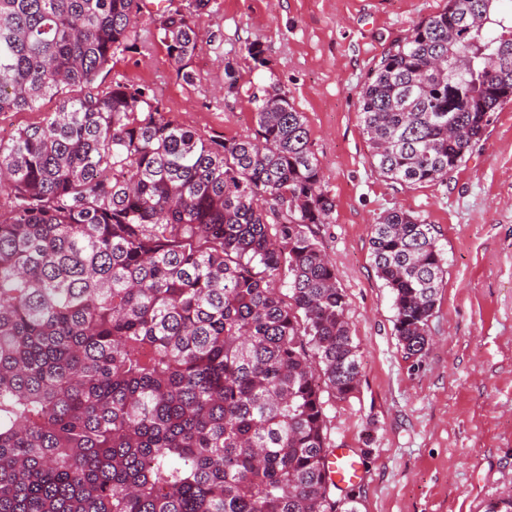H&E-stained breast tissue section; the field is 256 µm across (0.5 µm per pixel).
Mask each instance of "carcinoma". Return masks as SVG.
I'll return each instance as SVG.
<instances>
[{
	"label": "carcinoma",
	"mask_w": 512,
	"mask_h": 512,
	"mask_svg": "<svg viewBox=\"0 0 512 512\" xmlns=\"http://www.w3.org/2000/svg\"><path fill=\"white\" fill-rule=\"evenodd\" d=\"M210 2L153 33L186 81ZM504 2L447 0L383 52L358 92L379 175L448 185L512 102ZM143 7L0 0V112L61 97L0 140V512H360L326 470L323 393L353 397L360 370L305 117L273 85L250 134L211 137L147 85L93 90L138 49ZM371 256L418 359L446 273L434 227L388 211Z\"/></svg>",
	"instance_id": "carcinoma-1"
}]
</instances>
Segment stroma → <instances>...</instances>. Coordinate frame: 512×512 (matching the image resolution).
<instances>
[{
  "mask_svg": "<svg viewBox=\"0 0 512 512\" xmlns=\"http://www.w3.org/2000/svg\"><path fill=\"white\" fill-rule=\"evenodd\" d=\"M445 3L212 0L189 84L154 40L159 17L146 10L138 52L117 55L101 76L106 86L150 85L172 119L208 136L250 134L248 93L272 84L303 113L336 200L321 238L360 361L354 397L326 406L328 437L363 461L361 512H482L512 485V102L444 186L380 177L358 113L359 88L382 52ZM254 40L267 67L244 58ZM228 64L235 94L225 91ZM393 209L434 225L447 270L432 343L417 360L399 345L392 294L371 259L372 226Z\"/></svg>",
  "mask_w": 512,
  "mask_h": 512,
  "instance_id": "stroma-1",
  "label": "stroma"
}]
</instances>
